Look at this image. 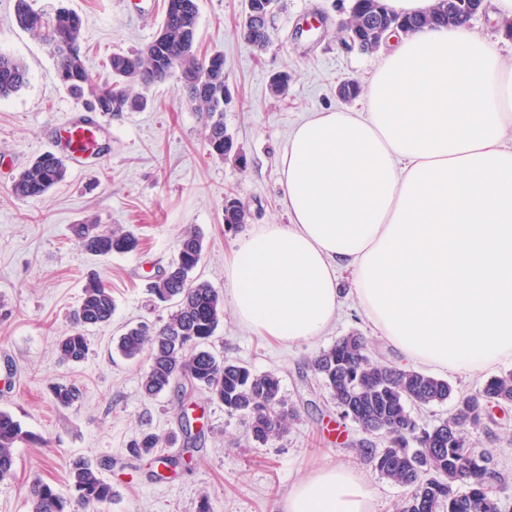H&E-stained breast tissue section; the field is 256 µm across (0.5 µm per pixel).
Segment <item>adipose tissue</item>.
Segmentation results:
<instances>
[{
  "instance_id": "adipose-tissue-1",
  "label": "adipose tissue",
  "mask_w": 512,
  "mask_h": 512,
  "mask_svg": "<svg viewBox=\"0 0 512 512\" xmlns=\"http://www.w3.org/2000/svg\"><path fill=\"white\" fill-rule=\"evenodd\" d=\"M362 109L311 113L279 158L288 221L225 266L245 327L322 337L342 272L376 336L409 364L469 377L512 359V62L454 27L390 37ZM279 512H372L343 465L303 477Z\"/></svg>"
}]
</instances>
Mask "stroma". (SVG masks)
Wrapping results in <instances>:
<instances>
[{
    "mask_svg": "<svg viewBox=\"0 0 512 512\" xmlns=\"http://www.w3.org/2000/svg\"><path fill=\"white\" fill-rule=\"evenodd\" d=\"M197 47L224 53V83L230 98L224 126L233 152L209 158L202 122L175 78L153 85L138 112L98 116L100 153L69 161L66 177L45 196L20 199L14 177L51 147L60 126L84 116L81 105L53 76L49 47L17 26L14 0H0V52L22 61L28 82L0 100V411L10 413L31 438L15 448L16 475L0 483V512H29L26 488L33 477L70 495L69 469L83 457L110 482L115 496L108 512H276L292 485L329 464L350 466L368 484L374 512H393L407 494L383 479L364 444L382 448L344 421L311 362L338 337L353 331L370 336L376 358L396 354L374 337L353 297L319 340L271 344L225 311L211 349L254 372H277L281 394L297 406L299 420L279 438L258 445L243 420L225 413L205 394L176 390L148 398L140 379L147 356L128 359L120 336L141 322L167 319L168 307L152 305L148 277L167 265L177 236L187 228L204 235L197 276L220 293L229 285L224 258L241 237L266 224H284L278 157L292 128L310 113L359 108L337 89L370 75L380 54L341 42L337 33L351 0H278L270 21L271 43L258 51L238 35L243 0H197ZM47 14L64 7L82 19V45L92 80L105 82V62L115 52L142 47L156 35L165 0H32ZM288 76L286 94L270 90L273 75ZM244 205L248 218L234 229L224 224V199ZM96 223L134 233L138 252L95 255L85 251L73 225ZM112 290L110 323L88 328L89 351L77 363L58 358L55 343L71 328L90 278ZM58 382L76 383L82 398L63 407L53 399ZM189 430H182V421ZM167 438L165 454L185 459L165 478L153 477L150 457L135 456L142 431ZM471 441L491 449L500 512H512V409L494 410Z\"/></svg>",
    "mask_w": 512,
    "mask_h": 512,
    "instance_id": "obj_1",
    "label": "stroma"
}]
</instances>
